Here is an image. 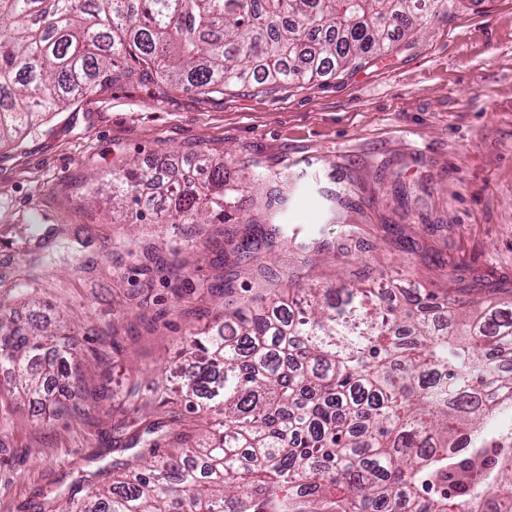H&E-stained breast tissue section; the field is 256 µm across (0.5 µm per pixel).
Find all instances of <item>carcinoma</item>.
<instances>
[{"label":"carcinoma","instance_id":"carcinoma-1","mask_svg":"<svg viewBox=\"0 0 512 512\" xmlns=\"http://www.w3.org/2000/svg\"><path fill=\"white\" fill-rule=\"evenodd\" d=\"M444 0H0V146L98 85L151 74L200 94L312 83L362 67ZM206 181L129 164L112 206L137 221H237L224 160ZM230 242L246 263L280 234L253 217ZM273 293L187 336L186 413L118 432L127 458L109 485L89 477L63 512H512V301L486 303L465 331L424 288ZM468 294L512 292L457 280ZM80 354L49 322L0 313V373L46 405L81 380ZM217 416L195 447L177 426Z\"/></svg>","mask_w":512,"mask_h":512}]
</instances>
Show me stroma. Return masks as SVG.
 <instances>
[{
  "instance_id": "stroma-1",
  "label": "stroma",
  "mask_w": 512,
  "mask_h": 512,
  "mask_svg": "<svg viewBox=\"0 0 512 512\" xmlns=\"http://www.w3.org/2000/svg\"><path fill=\"white\" fill-rule=\"evenodd\" d=\"M197 152L229 158L243 217L270 191L283 198L268 213L281 234L253 267L236 269L228 244L243 225L116 224L109 196L87 192L127 162L177 172ZM355 185L356 206H336ZM349 224L361 252L300 264L299 243L335 242ZM391 224L413 252L391 244ZM368 263L464 313L452 267L512 281V0H448L387 53L324 81L210 96L116 81L0 149V309L60 321L88 359L84 391L107 394L56 417L7 400L0 377V512H38L94 471L111 480L114 427L162 415L190 326L291 275L334 287ZM229 274L234 290L219 294Z\"/></svg>"
}]
</instances>
